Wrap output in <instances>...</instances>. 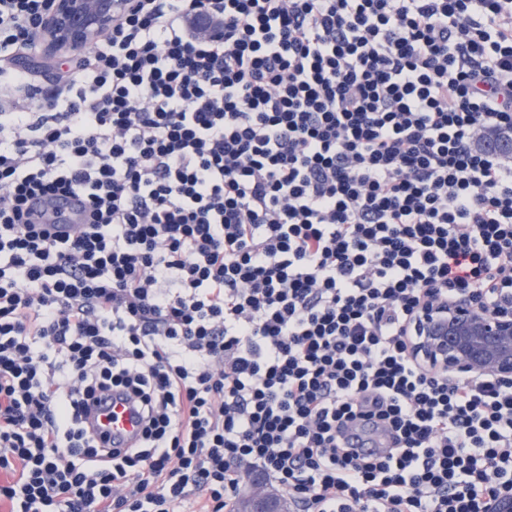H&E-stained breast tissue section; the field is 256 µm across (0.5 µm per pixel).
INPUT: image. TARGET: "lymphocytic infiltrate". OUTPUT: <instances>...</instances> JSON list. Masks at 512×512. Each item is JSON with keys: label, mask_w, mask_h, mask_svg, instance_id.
I'll list each match as a JSON object with an SVG mask.
<instances>
[{"label": "lymphocytic infiltrate", "mask_w": 512, "mask_h": 512, "mask_svg": "<svg viewBox=\"0 0 512 512\" xmlns=\"http://www.w3.org/2000/svg\"><path fill=\"white\" fill-rule=\"evenodd\" d=\"M48 5L0 0L9 512H225L246 467L301 512H484L512 382L408 346L424 300L512 304V0H129L50 94L13 65ZM106 390L135 447L86 431ZM55 207L62 214L66 215L68 219L66 220V224H45L55 225V228L54 230H52V233L64 235L72 234L79 228V226H82V224H76V222L79 219V205L75 200L62 201L58 203Z\"/></svg>", "instance_id": "obj_1"}]
</instances>
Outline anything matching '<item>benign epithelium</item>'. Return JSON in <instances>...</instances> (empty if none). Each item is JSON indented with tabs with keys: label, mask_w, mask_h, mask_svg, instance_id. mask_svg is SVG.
<instances>
[{
	"label": "benign epithelium",
	"mask_w": 512,
	"mask_h": 512,
	"mask_svg": "<svg viewBox=\"0 0 512 512\" xmlns=\"http://www.w3.org/2000/svg\"><path fill=\"white\" fill-rule=\"evenodd\" d=\"M122 0H52L38 36L41 55H77L112 26ZM411 352L423 365L470 382L512 381V308L484 311L467 295L446 304L430 301L415 320ZM260 479L239 495L234 512H267Z\"/></svg>",
	"instance_id": "benign-epithelium-1"
}]
</instances>
